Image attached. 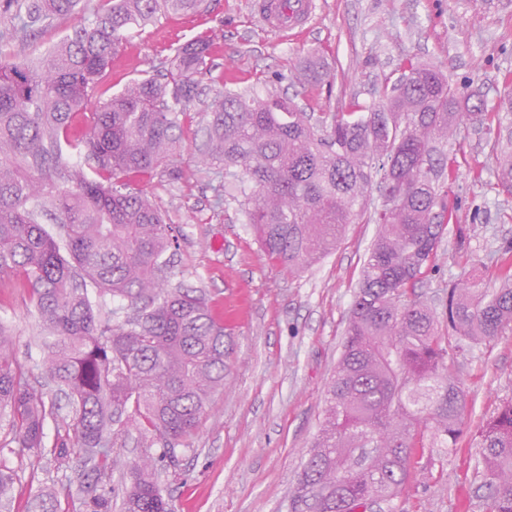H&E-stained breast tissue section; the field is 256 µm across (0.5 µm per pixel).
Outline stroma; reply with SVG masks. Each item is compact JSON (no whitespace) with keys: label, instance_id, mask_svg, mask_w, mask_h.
<instances>
[{"label":"stroma","instance_id":"stroma-1","mask_svg":"<svg viewBox=\"0 0 512 512\" xmlns=\"http://www.w3.org/2000/svg\"><path fill=\"white\" fill-rule=\"evenodd\" d=\"M311 24L268 31L253 0H208L197 15H160L131 32L112 59L94 101L106 100L131 80L152 73L178 44L213 36V67L205 87L258 92L307 52L323 54L329 78L292 86L308 110L334 112L351 101L378 98L385 77L406 60L439 67L458 93L482 88L496 110L512 92V0H316ZM178 166L186 180L148 186L178 236L172 285L199 288L216 302L228 330V385L216 397L190 449L159 467L158 481L173 512H289L288 491L314 441L324 396L341 354L344 330L363 261L376 225H349L335 249L311 267L292 272L271 261L235 205L216 206L214 180L194 165L191 128L180 131ZM456 163L448 181L449 206L469 228L458 245L448 228L436 264L418 287L435 307L446 284L477 271L487 288L499 285L500 251L512 245V195L498 185L496 154L486 130L462 123ZM0 320L14 339V357L40 360L41 334L30 290L14 276L0 277ZM467 390L455 448L417 450L408 483L382 512H483L474 479L483 424L512 399V331L453 355ZM24 478L15 512H25L40 486L60 481L47 460L15 458Z\"/></svg>","mask_w":512,"mask_h":512}]
</instances>
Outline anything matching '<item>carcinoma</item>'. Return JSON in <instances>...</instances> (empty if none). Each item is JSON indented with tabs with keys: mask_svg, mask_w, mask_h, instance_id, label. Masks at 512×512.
Returning a JSON list of instances; mask_svg holds the SVG:
<instances>
[{
	"mask_svg": "<svg viewBox=\"0 0 512 512\" xmlns=\"http://www.w3.org/2000/svg\"><path fill=\"white\" fill-rule=\"evenodd\" d=\"M81 0H0V276L31 288L42 365L73 415L31 379L0 324V509L15 508L21 476L7 456L34 455L59 469L79 461V512H112V448L133 427L138 461L123 472L119 512H172L158 464L189 447L215 394L226 386L224 320L205 291L170 283L175 228L141 184L184 177L175 131L203 94L212 40L174 50L161 74L132 80L92 104L130 31L159 14H193L204 0H108L92 21L35 56L30 38ZM310 53L279 81L320 83ZM400 90L354 101L340 112H306L277 91H216L200 113L197 171L231 188L265 254L300 270L330 253L346 226L382 208L350 309L341 357L325 395L319 433L296 485L291 512H367L396 498L415 449L454 447L467 392L448 347L493 340L512 329V266L489 291L462 278L444 310L416 287L450 222L448 154L463 118L495 121L497 179L512 194V95L496 112L481 91L458 94L435 66L406 61ZM87 129L73 125L88 107ZM56 215L59 233L41 219ZM53 424L54 438L45 429ZM484 512H512V401L483 426L477 443ZM71 487L39 489L40 512H69Z\"/></svg>",
	"mask_w": 512,
	"mask_h": 512,
	"instance_id": "1",
	"label": "carcinoma"
}]
</instances>
